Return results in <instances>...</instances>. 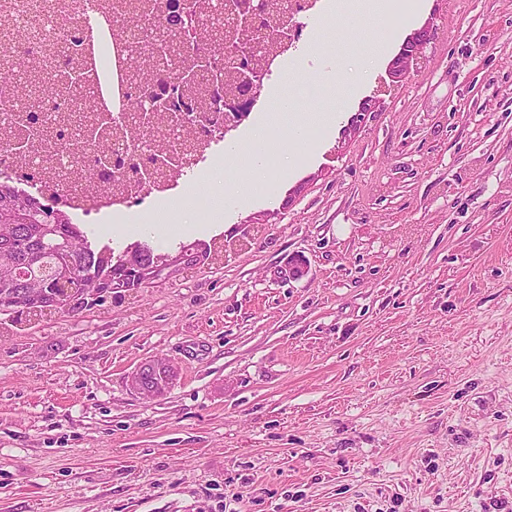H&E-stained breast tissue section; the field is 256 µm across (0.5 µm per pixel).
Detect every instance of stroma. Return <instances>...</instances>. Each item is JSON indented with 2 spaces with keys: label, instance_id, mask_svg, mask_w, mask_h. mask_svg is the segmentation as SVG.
Segmentation results:
<instances>
[{
  "label": "stroma",
  "instance_id": "35a3bbf8",
  "mask_svg": "<svg viewBox=\"0 0 512 512\" xmlns=\"http://www.w3.org/2000/svg\"><path fill=\"white\" fill-rule=\"evenodd\" d=\"M419 2L309 24L331 62L433 39L401 85L384 58L344 98L287 62L280 123L338 119L279 149L268 194L87 225L149 244L154 273L0 312V512H512V0ZM252 135L220 144L222 183L182 187L233 190ZM412 8L410 0H380L376 4L377 13L387 23L392 24Z\"/></svg>",
  "mask_w": 512,
  "mask_h": 512
}]
</instances>
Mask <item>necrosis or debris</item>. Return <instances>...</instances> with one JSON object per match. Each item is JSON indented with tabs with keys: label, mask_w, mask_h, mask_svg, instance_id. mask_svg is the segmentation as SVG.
I'll return each mask as SVG.
<instances>
[{
	"label": "necrosis or debris",
	"mask_w": 512,
	"mask_h": 512,
	"mask_svg": "<svg viewBox=\"0 0 512 512\" xmlns=\"http://www.w3.org/2000/svg\"><path fill=\"white\" fill-rule=\"evenodd\" d=\"M122 0H0V68L14 55H25L31 68L28 92L37 110L49 120L54 134V157L45 163L39 177L30 179L21 164L17 146L0 147V182L23 190L40 202L63 195L72 221L108 224L114 216L142 213L176 204L177 185L169 178L147 174L131 176L98 169L105 176L103 189L85 190L89 178L85 161L96 149L82 140L76 128L84 119L86 103L81 87L100 85L101 54L117 57L124 45V33L137 25L156 36H166L157 13L132 15ZM312 55L310 41L289 40L274 55L262 81L255 111L268 112L270 92L281 79L285 62L298 54ZM186 137L195 139L197 161L211 166L219 157L217 147L224 140L239 137L238 128H225L222 110L191 113L184 123Z\"/></svg>",
	"instance_id": "necrosis-or-debris-1"
}]
</instances>
